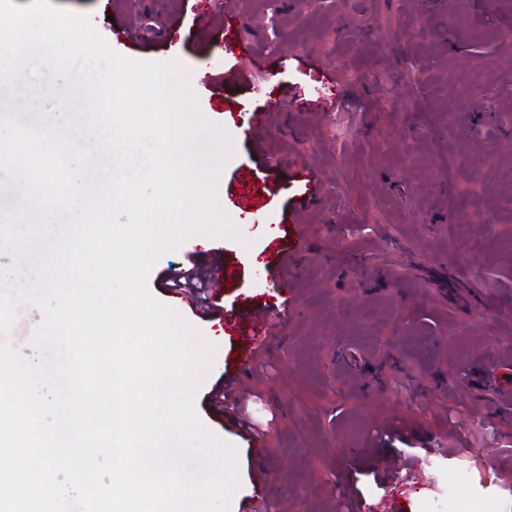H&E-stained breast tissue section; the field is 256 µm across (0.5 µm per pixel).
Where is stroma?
<instances>
[{
	"mask_svg": "<svg viewBox=\"0 0 512 512\" xmlns=\"http://www.w3.org/2000/svg\"><path fill=\"white\" fill-rule=\"evenodd\" d=\"M50 2L123 57L188 70L201 113L232 141L216 198L244 242L189 237L148 289L217 348L195 409L235 453L239 512H346L353 489L363 512H512V0H305L300 14L230 0L251 60L225 57L224 15L198 0ZM114 14L145 35L179 22L178 51L134 46ZM461 15L469 31H453ZM268 68L283 98L330 103L286 106L246 131L265 99L245 88ZM64 84L24 74L0 87V114L62 123L47 91ZM297 236L309 254L279 265L276 239ZM208 248L224 251L233 332L157 284ZM281 295L292 315L255 334L245 314ZM39 323L19 304L0 339L37 359ZM241 363L238 387L270 424L259 439L206 400Z\"/></svg>",
	"mask_w": 512,
	"mask_h": 512,
	"instance_id": "1",
	"label": "stroma"
}]
</instances>
